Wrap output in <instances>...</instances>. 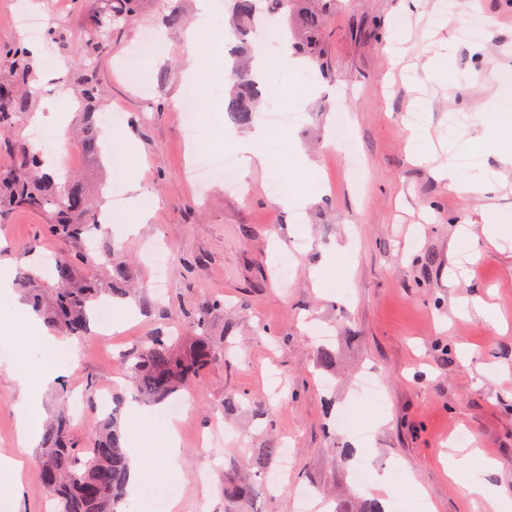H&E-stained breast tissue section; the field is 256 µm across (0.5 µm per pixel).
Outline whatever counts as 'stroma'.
Returning <instances> with one entry per match:
<instances>
[{
	"mask_svg": "<svg viewBox=\"0 0 512 512\" xmlns=\"http://www.w3.org/2000/svg\"><path fill=\"white\" fill-rule=\"evenodd\" d=\"M224 2L212 0L202 18L196 0H176L183 21L170 25L166 0H141L135 19L113 27L91 58L98 91L87 101L75 86L104 0H0V79L23 40L18 12L38 7L47 36L30 81L49 91L30 92L29 104L65 119L64 131L47 128L35 142L20 115L1 137L0 171L13 170L21 150L53 153L63 134L68 171L98 211L132 213L119 166L135 173L153 210L137 233L115 222L91 248L45 235L51 210H0V270L11 278L0 292V456L26 457L19 496L0 498V512H47L49 501L38 448L25 453L18 444L19 390L2 370L30 346L12 310L44 285L43 271L26 274L31 250L59 261L87 251L75 278L99 288L112 285L104 263L112 256L139 288L130 325L83 341L67 381L80 392L91 381L113 387L126 404L136 395L124 381V352L173 324L190 335L194 310L219 299L210 331L229 349L222 366L182 395L181 474L168 483L179 512H224L225 480L261 449L282 446L288 453L274 465L283 482L271 490L256 483L243 512H359L369 499L392 503V512H512V163L501 160L483 120L512 89V0H455L452 12L443 0H309L321 21L320 66H289L280 44L264 42L276 90L243 125L225 110L233 87L218 37ZM474 12L488 26L471 41L458 18ZM134 51L137 87L121 75ZM197 69L207 84L189 79ZM188 97L203 125L224 131L208 146L214 153H236L242 137L263 151L271 137L265 113H302L286 154H303L305 172L274 154L269 169L240 174L241 191L193 183L195 152L182 120ZM89 111L112 129L97 153L74 139ZM450 160L490 193L464 195L438 179L434 163ZM303 191L309 200L300 207L294 199ZM490 222L509 233L489 242ZM158 248L169 258L160 296L152 287ZM465 303L494 308L498 321L460 316ZM369 372L385 397L375 410L356 395ZM348 409L357 420L339 427ZM217 421L223 440L199 446ZM450 455L461 462L453 477ZM361 460L370 470L362 485L352 476ZM396 476L406 492L393 503L378 482ZM474 483L500 490L501 506L475 497Z\"/></svg>",
	"mask_w": 512,
	"mask_h": 512,
	"instance_id": "35a3bbf8",
	"label": "stroma"
}]
</instances>
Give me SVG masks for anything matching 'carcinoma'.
<instances>
[{"label":"carcinoma","instance_id":"cac0c4a2","mask_svg":"<svg viewBox=\"0 0 512 512\" xmlns=\"http://www.w3.org/2000/svg\"><path fill=\"white\" fill-rule=\"evenodd\" d=\"M140 0H112L109 13L96 23V39H104L114 23L126 22L137 15ZM302 0H230L233 19L254 28L261 16L296 15ZM13 76L0 81V130L14 123L28 108V97L18 93L14 83L29 77L31 62L27 52L16 46L10 50ZM232 77L237 92L226 112L239 123L250 120L261 94L249 67L236 61ZM96 74L93 63L85 64L79 80L83 94L91 99L95 93ZM102 130L90 121L80 141L89 151L98 149ZM45 160L38 152L21 153L19 165L8 174H0V205L20 206L32 210L52 209L57 215L47 232L65 240H74L99 224L83 189L77 184L58 185L42 172ZM74 264L63 261L47 271L46 292L53 302L43 307V292L36 291L30 302L36 310H45L47 323L62 330L69 339H82L89 324L88 304L97 290L74 280ZM221 304L211 300L201 304L193 315L194 334L174 339L149 336L126 355L128 372L135 390L148 403L161 405L174 399L202 372L224 364V346L210 335L208 309ZM72 421L67 411L60 410L42 435L39 475L44 489L60 504V512H118V504L126 501L129 483V458L123 446L121 414L117 408L103 416L95 433L83 446L71 437ZM278 449L265 448L249 463V477L224 482L226 512H235L250 499L256 476L267 473Z\"/></svg>","mask_w":512,"mask_h":512}]
</instances>
